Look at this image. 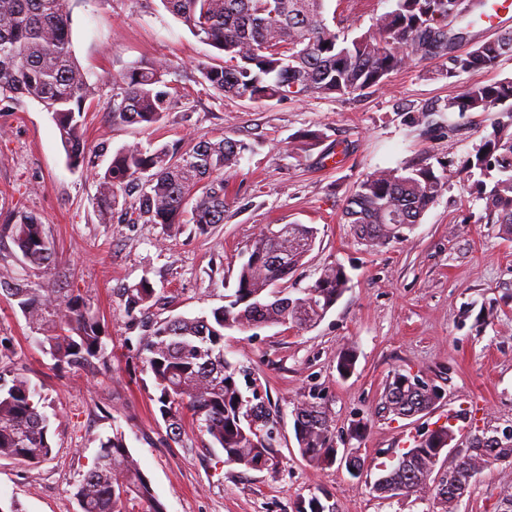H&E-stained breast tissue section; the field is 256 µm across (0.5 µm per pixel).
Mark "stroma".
I'll return each mask as SVG.
<instances>
[{
	"label": "stroma",
	"instance_id": "obj_1",
	"mask_svg": "<svg viewBox=\"0 0 512 512\" xmlns=\"http://www.w3.org/2000/svg\"><path fill=\"white\" fill-rule=\"evenodd\" d=\"M395 0H329L328 11L358 30L371 27ZM73 50L96 85L85 114L91 164L68 166L49 112L22 97L0 111V269L15 284L60 296L78 295L105 327L109 368L58 372L35 340L18 297L0 289V336L41 392L51 419V457L21 466L0 460V499L22 512H80L75 497L102 438L121 433L167 512H299L311 497L336 512H430L431 502L384 501L372 485L378 463L393 464L423 431L460 418L469 432L512 426V236L482 223L485 202L471 185L466 161L491 131L492 113H459L448 101L475 84L512 80V56L454 79L439 62L392 74L381 87L348 96L254 102L225 98L200 84L198 65L211 49L161 0H82L72 12ZM167 60L179 89L171 112L145 128L113 121L112 82L130 67ZM432 111L433 128L415 112ZM322 136L312 151L296 149L307 132ZM225 135L248 147L230 176L223 224L173 232L133 223L124 211L98 217L94 176L123 146L155 148ZM428 164L447 185L405 239L370 248L342 220L346 197L378 169ZM26 211L45 225L54 263L32 270L3 219ZM309 224L318 230L309 256L288 277L300 294L324 266H342L348 287L314 327L232 329L224 356L250 374V386L279 410V464L253 471L225 463L197 424L169 440L153 401L155 389L131 341L140 329L124 314L122 290L148 278L155 318L200 316L224 305L241 264L265 225ZM355 367L340 376L345 349ZM423 379L441 393L430 412L381 416L379 402L394 373ZM317 400L332 419L337 448L365 459L361 477L343 462L320 470L299 454L294 409ZM512 469L484 470L457 512H499Z\"/></svg>",
	"mask_w": 512,
	"mask_h": 512
}]
</instances>
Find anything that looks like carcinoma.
Wrapping results in <instances>:
<instances>
[{
    "mask_svg": "<svg viewBox=\"0 0 512 512\" xmlns=\"http://www.w3.org/2000/svg\"><path fill=\"white\" fill-rule=\"evenodd\" d=\"M73 0H0V105L20 97L51 113L68 164L89 163L83 114L96 87L74 56L71 34ZM216 55L198 65L200 83L228 98L250 101L352 95L385 84L393 72L439 60L452 79L488 68L512 55V30L495 39L457 50L470 37L487 0H395L393 10L367 30L348 36L326 18L327 0H162ZM172 65L135 67L113 82L112 120L150 128L170 110L174 97ZM512 80L473 85L452 99L459 112H491L498 117L467 167L482 180L475 189L485 196L488 224L512 235ZM247 146L227 136L185 147L180 143L149 150L133 143L118 150L106 171L95 174L98 212L112 223L126 188L138 190L137 217L152 224H193L205 234L224 223L228 182ZM493 180L487 185L484 178ZM447 184L429 165L406 173L379 169L367 175L347 197L342 212L355 236L369 247L405 237L419 223ZM24 262L34 269L50 265L53 246L45 225L33 214L17 211L5 219ZM317 230L290 224L278 236L261 233L239 270L228 304L209 315L155 319L150 310L156 290L149 279L124 289L128 321L141 327L138 358L151 374L166 434L180 437L189 417L224 453V462L247 470H272L278 464V409L271 401L243 395L240 369L224 357V331L261 326L303 329L321 321L347 288L338 265H327L312 286L287 305L262 312L273 287L283 283L312 251ZM28 323L44 335L37 342L59 371L108 368L112 354L103 341L99 318L80 296L56 297L14 289ZM11 340L0 338V460L36 465L52 454L49 418L40 410L38 392L16 368ZM438 394L417 387L396 373L384 388L380 410L397 417L433 408ZM307 414L295 420L300 454L314 465L336 461L331 419L324 407L304 403ZM454 425L419 435L408 473L393 466L373 491L383 500L429 496L440 512H457L455 491L470 492L473 478L496 465H512V431L483 429L469 435L451 465L437 449L455 441ZM449 477L450 489L433 486V469ZM75 497L82 512H166L149 479L140 470L122 435L100 441L92 466L83 474Z\"/></svg>",
    "mask_w": 512,
    "mask_h": 512,
    "instance_id": "cac0c4a2",
    "label": "carcinoma"
}]
</instances>
